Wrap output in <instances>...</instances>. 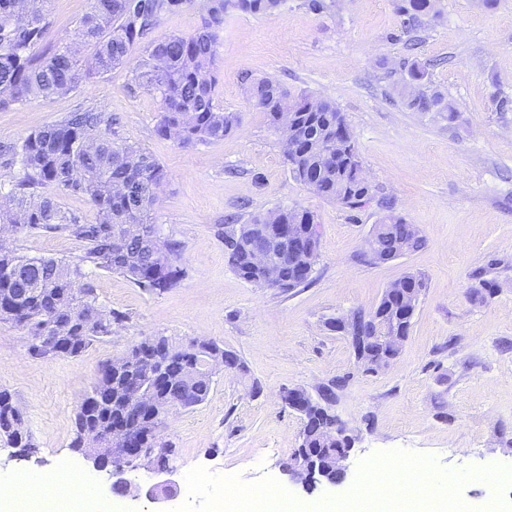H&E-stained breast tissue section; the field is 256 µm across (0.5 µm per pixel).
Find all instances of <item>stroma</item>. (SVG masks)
I'll return each mask as SVG.
<instances>
[{"label":"stroma","instance_id":"stroma-1","mask_svg":"<svg viewBox=\"0 0 512 512\" xmlns=\"http://www.w3.org/2000/svg\"><path fill=\"white\" fill-rule=\"evenodd\" d=\"M305 0L278 11L228 9L217 41L215 101L238 127L223 139L178 146L158 138L159 95L133 79L153 45L200 26L208 0H185L131 49L126 64L43 103L0 110V146L59 119L76 105L120 117L118 139L139 144L166 178L152 212L164 239L180 245L179 284L161 293L119 274L96 273L101 306L122 313L112 333L81 356L42 360L24 329L0 323V391L24 412L35 452L25 461L0 444V486L24 473L64 469L96 484V502L122 512H154L147 499H119L106 473L71 446L76 405L99 366L143 337L177 344L208 339L235 352L244 369L217 374L202 404L177 410L160 429L171 447L178 485L198 466L245 484L270 476L313 506L346 487L306 494L282 472L298 446L301 420L280 398L341 381L332 407L358 439L351 465L379 452L429 455L437 473L512 467V0H437V16L408 29L397 0ZM48 46L78 45L90 0H48ZM79 47L90 59V47ZM426 66L434 88L458 107L455 120L409 110L401 99L399 61ZM269 77L290 97L335 103L358 144L377 201L350 209L295 180L282 135L253 105L251 81ZM415 225L422 249L371 262L365 242L383 212L379 199ZM314 214L319 248L307 285L283 293L239 278L224 254V217L278 208ZM28 256L69 259V238L24 231L11 239ZM409 272L426 281L409 335L386 368L366 371L331 323L368 314ZM490 282L482 300L474 289Z\"/></svg>","mask_w":512,"mask_h":512}]
</instances>
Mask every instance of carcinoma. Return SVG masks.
<instances>
[{"label": "carcinoma", "instance_id": "obj_1", "mask_svg": "<svg viewBox=\"0 0 512 512\" xmlns=\"http://www.w3.org/2000/svg\"><path fill=\"white\" fill-rule=\"evenodd\" d=\"M45 0H0V108L29 100L51 102L76 89L92 75H104L123 65L134 43L155 28L160 19L180 10L184 0H91L80 21V36L93 47V63L80 65L76 55L61 45L44 55L35 50L48 39L51 21L44 12ZM282 0H210L207 16L196 32L170 35L156 43L149 59L138 66L135 79L147 84L161 98V119L156 133L174 137L182 146L224 138L238 124L232 112L221 110L215 101L213 73L218 30L229 6L251 14L278 10ZM403 25L410 29L434 16V0H409L398 5ZM405 74V105L414 112H443L452 120L455 103L428 86L426 67L417 61L402 64ZM284 95L279 83L262 78L251 84L254 105L265 112L275 127L281 126L277 96ZM288 121V132L297 149L286 155L293 177L317 195L338 201L350 209L361 208L375 198V186L360 176L361 159L356 141L336 144V127L347 124L335 105L303 96ZM119 119L98 107L79 105L59 119L0 151L3 165L17 169L11 188L3 194L9 201L0 211L3 224H20L31 231L65 236L78 241L81 250L69 261L30 257L16 250L0 253V295L16 288L28 292L17 301L27 312L31 327L52 325L66 336H81L74 356L94 342L112 334V322L100 324L92 333L84 331V314L72 311L73 293L84 290L89 305L98 304L97 272L118 273L138 287L146 288L155 261L139 254L135 239L125 241L124 254L113 256L114 228L119 224H145L158 200L157 189L164 170L156 159L139 148L112 138ZM52 187L67 195L85 198L94 208L89 221L79 213L62 208L57 196L43 192ZM375 225L374 262L395 259L398 241L404 237L405 219L390 212ZM232 225L224 237V253L233 271L248 283L262 273L246 259L244 241L250 224H313L314 215L304 210H278L256 215ZM279 290L291 291L310 281L292 261L277 264ZM192 355L179 353L164 365L166 389L159 396L186 398V407L208 397L212 379H184ZM322 412L303 422L304 447H321L326 419L331 416L333 392L320 391ZM127 402L120 396L105 409L102 419L110 423L128 421Z\"/></svg>", "mask_w": 512, "mask_h": 512}]
</instances>
